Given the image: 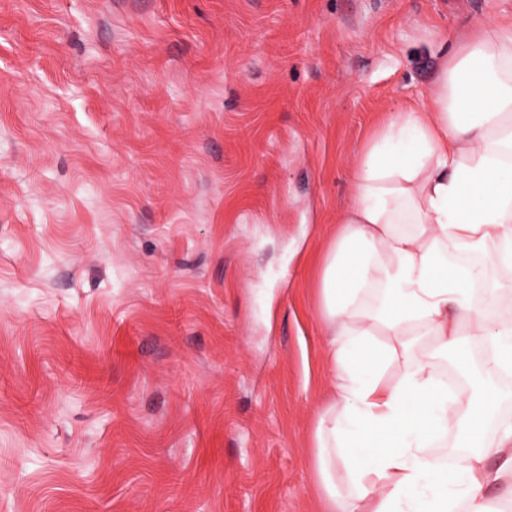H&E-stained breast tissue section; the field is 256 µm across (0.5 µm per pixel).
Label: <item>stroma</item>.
Instances as JSON below:
<instances>
[{"label":"stroma","instance_id":"stroma-1","mask_svg":"<svg viewBox=\"0 0 512 512\" xmlns=\"http://www.w3.org/2000/svg\"><path fill=\"white\" fill-rule=\"evenodd\" d=\"M495 17L0 0V512H324L351 172Z\"/></svg>","mask_w":512,"mask_h":512}]
</instances>
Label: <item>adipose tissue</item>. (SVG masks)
Instances as JSON below:
<instances>
[{"instance_id": "obj_1", "label": "adipose tissue", "mask_w": 512, "mask_h": 512, "mask_svg": "<svg viewBox=\"0 0 512 512\" xmlns=\"http://www.w3.org/2000/svg\"><path fill=\"white\" fill-rule=\"evenodd\" d=\"M322 275L333 383L315 431L330 512H492L512 475V419L488 436L494 390L476 398L436 378L437 352L484 340L488 375L512 372V280L474 300L449 254L496 252L512 270V20L491 21L446 59L422 104L390 113L352 173ZM454 438L470 455L434 454ZM347 476L339 494L330 476Z\"/></svg>"}]
</instances>
